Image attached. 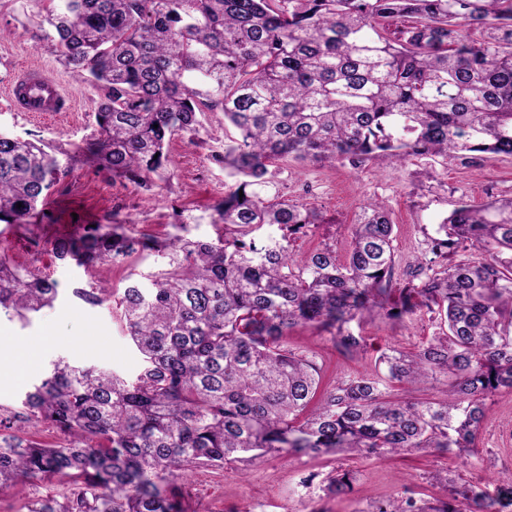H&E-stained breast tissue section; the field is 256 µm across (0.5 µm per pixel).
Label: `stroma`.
I'll use <instances>...</instances> for the list:
<instances>
[{
    "mask_svg": "<svg viewBox=\"0 0 512 512\" xmlns=\"http://www.w3.org/2000/svg\"><path fill=\"white\" fill-rule=\"evenodd\" d=\"M33 0H0V132L49 143L71 152L69 171L45 200L39 223L15 228L0 224V248L18 264L36 268L56 281L60 290L53 306L35 314L29 324L0 316V406L22 411L24 394L49 371L54 361L93 363L119 374L136 372L140 355L117 316V302L130 271H155L157 255L138 254L124 263L104 265L87 273L58 260L52 250L56 235H79L90 224H119L127 234L160 241L177 236L212 241L219 232L214 207L229 182L215 160L224 148V115L207 113L198 140L174 137L166 148L169 178L160 185H139L113 178L107 170L78 155L76 149L94 138V114L101 93L61 61L37 26ZM36 63L56 79L75 109L42 117L10 108L5 90L18 67ZM271 190L315 209L319 222L296 234L292 248L304 256L332 246L345 260L352 246L351 230L363 205L385 204L394 224L393 285L401 287L405 271L425 247L428 236L457 202L480 207L495 198L512 197V157L475 159L414 158L404 165L375 159L360 168L348 163H301L277 158L269 165ZM105 282L112 294L99 305L71 299V288L89 279ZM365 348L353 355L336 350L328 333L308 325L289 330V348L315 357L322 365V386L372 373L381 351L415 352L437 332L427 311L419 308L400 320L364 315L351 324ZM474 455L443 454L431 449L399 456L356 458L347 454L320 457L271 453L254 462H231L224 468H199L186 480L191 512H368L373 503L407 492L434 500L444 497L430 473L447 474L457 484L490 481L512 471V390L502 389L487 400ZM353 470V491L327 494L326 479L337 469ZM54 479L18 481L0 489V512H33L36 504L61 496Z\"/></svg>",
    "mask_w": 512,
    "mask_h": 512,
    "instance_id": "stroma-1",
    "label": "stroma"
}]
</instances>
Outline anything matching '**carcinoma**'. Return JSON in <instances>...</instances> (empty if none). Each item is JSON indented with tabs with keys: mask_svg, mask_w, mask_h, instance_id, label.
<instances>
[{
	"mask_svg": "<svg viewBox=\"0 0 512 512\" xmlns=\"http://www.w3.org/2000/svg\"><path fill=\"white\" fill-rule=\"evenodd\" d=\"M49 2L44 38L103 91L99 137L78 152L148 184L162 177L169 141L195 137L198 114L218 109L233 134L215 159L235 184L215 207L224 233L213 242L159 245L114 224L54 240L58 259L87 270L161 253L157 271L129 273L119 299L141 364L125 377L54 362L23 407L64 442L42 446L1 418L0 488L53 475L65 494L33 512H180L170 480L198 467L280 452L474 451L487 397L512 389V197L458 204L396 290L384 205L361 209L346 262L328 245L296 258L291 236L317 216L269 193L268 163L512 156V0ZM395 19L408 22L400 39ZM474 28L488 38L472 40ZM66 167L42 142L0 133V223H35ZM265 225L280 237L244 240ZM470 247L482 257H467ZM107 292L91 281L71 296L99 305ZM58 296L56 282L0 252V313L27 323ZM417 306L437 314V336L416 353H381L375 374L320 398L321 366L284 342L309 324L357 353L353 321L396 320ZM442 377L452 379L443 400L387 396V382ZM353 481L339 471L326 491L346 495ZM508 481L481 490L480 512L512 506ZM474 495L471 486L434 503L402 495L370 512H466Z\"/></svg>",
	"mask_w": 512,
	"mask_h": 512,
	"instance_id": "cac0c4a2",
	"label": "carcinoma"
}]
</instances>
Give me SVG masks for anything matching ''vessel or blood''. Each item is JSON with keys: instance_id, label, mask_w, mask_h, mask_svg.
<instances>
[{"instance_id": "obj_1", "label": "vessel or blood", "mask_w": 512, "mask_h": 512, "mask_svg": "<svg viewBox=\"0 0 512 512\" xmlns=\"http://www.w3.org/2000/svg\"><path fill=\"white\" fill-rule=\"evenodd\" d=\"M6 95L14 110L33 114H59L72 109L60 84L38 66L21 67Z\"/></svg>"}]
</instances>
